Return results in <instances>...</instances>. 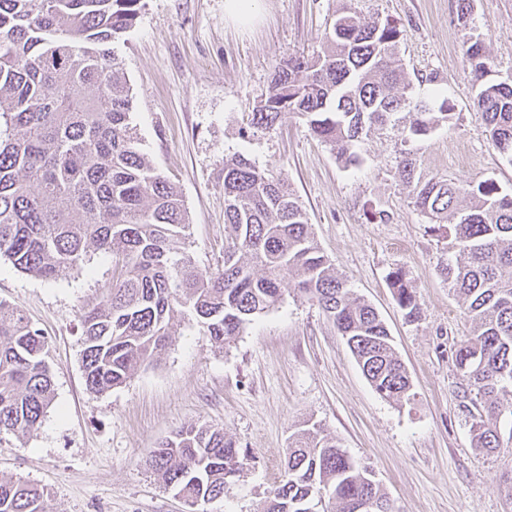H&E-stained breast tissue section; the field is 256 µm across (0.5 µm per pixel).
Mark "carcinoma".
Here are the masks:
<instances>
[{"label":"carcinoma","instance_id":"cac0c4a2","mask_svg":"<svg viewBox=\"0 0 512 512\" xmlns=\"http://www.w3.org/2000/svg\"><path fill=\"white\" fill-rule=\"evenodd\" d=\"M140 0H0V257L44 279L80 267L89 249L112 254V285L80 314L87 389L127 381L166 346L179 310L218 345L239 335L283 295L314 300L346 339L383 398L399 399L409 374L376 309L355 296L318 247L307 213L285 179L239 154L224 161V265L200 269L188 251L183 197L139 150L130 132L125 73L114 44L134 25ZM401 31L344 7L314 59L288 60L255 112V128L295 112L346 166L359 163L363 131L412 114L405 138L428 135L451 112L416 100L397 54ZM473 106L499 154L512 162V85L488 79L480 38L464 44ZM406 154L400 176L414 204L450 238L440 274L464 300L472 335L453 351L463 394L475 393L474 447H512L497 426L512 397V195L492 182L463 188L416 176ZM406 318L418 307L401 271L389 276ZM48 346L22 310L0 301V433L29 435L53 399ZM247 454L224 429L190 426L161 442L145 465L189 505L226 496ZM325 492L337 512H393L374 473L318 425L294 434L283 478L264 512H301ZM0 512H50L47 494L0 478Z\"/></svg>","mask_w":512,"mask_h":512}]
</instances>
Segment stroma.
<instances>
[{"instance_id": "obj_1", "label": "stroma", "mask_w": 512, "mask_h": 512, "mask_svg": "<svg viewBox=\"0 0 512 512\" xmlns=\"http://www.w3.org/2000/svg\"><path fill=\"white\" fill-rule=\"evenodd\" d=\"M346 5L397 25L412 96L447 101L453 114L408 143L401 127L409 116L400 114L398 125L364 137L350 167L294 113L267 130L250 125L275 71L316 56ZM472 35L483 39L494 79L512 84V0H473L464 25L457 0H261L248 27L225 16L224 0H141L115 46L133 101L129 126L183 196L196 264L214 269L224 260L225 159L241 154L282 176L337 275L384 320L412 388L402 399L382 398L318 304L287 294L221 346L173 313L161 354L94 394L82 372L80 311L111 285V254L90 250L80 268L53 279L1 258L0 301L44 333L54 397L33 434L0 433V476L43 487L52 512H192L143 461L176 430L212 425L246 449L249 464L207 512H262L291 434L309 421L374 468L394 512H512V498L496 488L512 478V451L474 448L453 362L451 348L471 325L439 273L448 240L432 232L398 172L411 151L423 177L491 180L512 192V163L473 107L463 60ZM396 270L419 307L411 321L389 286Z\"/></svg>"}]
</instances>
